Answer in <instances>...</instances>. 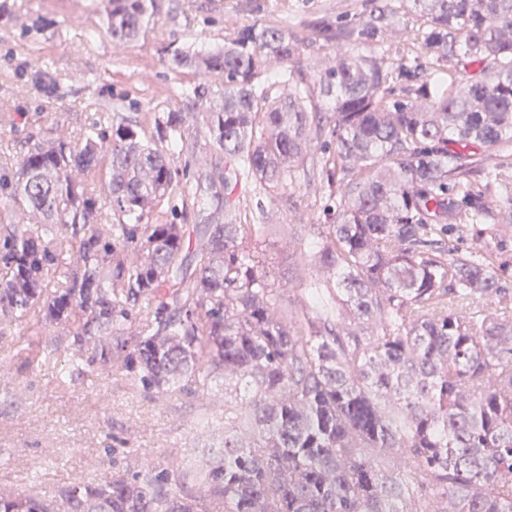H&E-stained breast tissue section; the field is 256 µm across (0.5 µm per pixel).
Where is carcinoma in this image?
Returning <instances> with one entry per match:
<instances>
[{"label": "carcinoma", "instance_id": "carcinoma-1", "mask_svg": "<svg viewBox=\"0 0 512 512\" xmlns=\"http://www.w3.org/2000/svg\"><path fill=\"white\" fill-rule=\"evenodd\" d=\"M161 2L108 0L112 39L146 35ZM368 2L358 25L269 20L175 49L171 66L221 78L184 93L193 112H159L146 133L109 104L77 141L0 165V194L35 216L0 225V337L37 313L74 325L73 372L115 363L160 399L199 380L224 398L208 468L80 480L67 512H512V290L487 252L446 241L512 228V0ZM400 19L411 60L382 37ZM310 41L339 54L320 104L299 64ZM273 60L285 97L262 78ZM191 116L215 155L180 169ZM301 165L327 174L336 217L317 225L293 313L277 304L271 225L242 223L261 202L240 186L275 192ZM105 166L99 183L76 178ZM173 197L193 230L151 220ZM0 512L49 506L1 493Z\"/></svg>", "mask_w": 512, "mask_h": 512}]
</instances>
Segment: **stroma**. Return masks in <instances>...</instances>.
<instances>
[{
    "label": "stroma",
    "instance_id": "35a3bbf8",
    "mask_svg": "<svg viewBox=\"0 0 512 512\" xmlns=\"http://www.w3.org/2000/svg\"><path fill=\"white\" fill-rule=\"evenodd\" d=\"M240 3L163 0L155 32L121 44L107 28L103 0H7L0 10V163H16L38 140H77L101 104L151 130L155 112L184 107L176 88L197 81L192 71L169 67L174 49L211 50L273 17L314 21L328 8L345 20L367 13L363 0L352 7L347 0H252L247 9ZM27 60L49 73L53 94L18 79ZM325 184L321 171L311 172L270 205L274 248L289 255L276 270L278 304L288 310H300L311 280L306 251L333 205ZM67 334L29 316L0 339V361L13 362L19 340L45 345ZM68 358L63 347L52 362L0 375V493H31L57 507L76 476L102 482L141 459L199 466L222 450L223 431L202 420L223 410V400L199 391L154 398L116 368L66 378Z\"/></svg>",
    "mask_w": 512,
    "mask_h": 512
}]
</instances>
